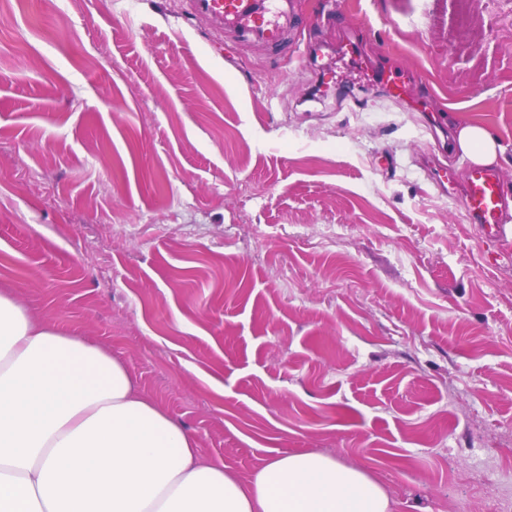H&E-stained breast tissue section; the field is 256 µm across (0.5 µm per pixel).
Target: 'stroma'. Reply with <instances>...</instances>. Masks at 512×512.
Listing matches in <instances>:
<instances>
[{"label":"stroma","mask_w":512,"mask_h":512,"mask_svg":"<svg viewBox=\"0 0 512 512\" xmlns=\"http://www.w3.org/2000/svg\"><path fill=\"white\" fill-rule=\"evenodd\" d=\"M300 0L272 50L185 0L0 7V291L103 347L248 480L321 452L393 512L512 503V17L472 0ZM366 31L487 127L510 211L487 245L438 193L423 113L337 46Z\"/></svg>","instance_id":"1"}]
</instances>
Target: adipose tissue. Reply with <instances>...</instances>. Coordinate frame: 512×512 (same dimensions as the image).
Here are the masks:
<instances>
[{"label":"adipose tissue","mask_w":512,"mask_h":512,"mask_svg":"<svg viewBox=\"0 0 512 512\" xmlns=\"http://www.w3.org/2000/svg\"><path fill=\"white\" fill-rule=\"evenodd\" d=\"M471 162L501 144L460 128ZM0 512H392L384 488L322 453L264 462L249 482L195 439L107 351L34 321L0 292Z\"/></svg>","instance_id":"ef3b65f1"}]
</instances>
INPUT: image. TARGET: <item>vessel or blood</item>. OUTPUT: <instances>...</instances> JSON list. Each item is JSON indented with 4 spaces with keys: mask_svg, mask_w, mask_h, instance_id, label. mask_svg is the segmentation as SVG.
Returning <instances> with one entry per match:
<instances>
[{
    "mask_svg": "<svg viewBox=\"0 0 512 512\" xmlns=\"http://www.w3.org/2000/svg\"><path fill=\"white\" fill-rule=\"evenodd\" d=\"M190 11L210 23L219 33H236L247 44L277 47L287 42L298 23V0H187ZM374 83L390 98L407 101L418 108L430 107L432 95L422 90L410 72L401 67L377 70ZM440 185L460 189L461 203L482 230L487 242L502 239V191L498 172L469 166L464 172L442 169L432 175Z\"/></svg>",
    "mask_w": 512,
    "mask_h": 512,
    "instance_id": "b4317fda",
    "label": "vessel or blood"
}]
</instances>
